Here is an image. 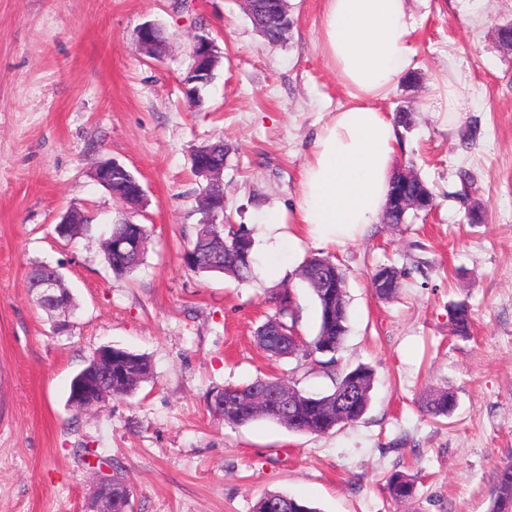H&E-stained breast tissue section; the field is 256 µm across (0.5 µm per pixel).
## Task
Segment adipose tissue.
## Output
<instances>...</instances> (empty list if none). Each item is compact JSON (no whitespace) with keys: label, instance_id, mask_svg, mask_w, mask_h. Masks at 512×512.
I'll return each instance as SVG.
<instances>
[{"label":"adipose tissue","instance_id":"ef3b65f1","mask_svg":"<svg viewBox=\"0 0 512 512\" xmlns=\"http://www.w3.org/2000/svg\"><path fill=\"white\" fill-rule=\"evenodd\" d=\"M415 30L408 0H323L321 47L357 101L316 130L293 214L267 218L264 276H281L284 253L303 237L336 245L383 212L400 140L393 115L375 101L409 69Z\"/></svg>","mask_w":512,"mask_h":512}]
</instances>
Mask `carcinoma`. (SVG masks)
Here are the masks:
<instances>
[{
	"label": "carcinoma",
	"instance_id": "carcinoma-1",
	"mask_svg": "<svg viewBox=\"0 0 512 512\" xmlns=\"http://www.w3.org/2000/svg\"><path fill=\"white\" fill-rule=\"evenodd\" d=\"M129 231L147 234L143 224H129L126 217L117 219L112 225V236H121ZM254 239L250 232L242 230L241 237L229 236V230L223 224H199L195 239L184 253L186 266L201 274L227 275L238 282H247L253 278ZM144 253L123 250L112 252V273L116 276L127 275L142 261ZM302 269L309 272L307 285L318 304L319 319L315 336L309 341H302L292 351L293 355L309 358L334 382L331 391L314 399L298 401L293 409L296 432L304 434H324L337 427L351 425L361 419L371 402V387L374 378L372 370L358 365L347 370L336 369V352L343 344L349 331L346 289L327 288L328 283L336 282V263L319 256H312L303 262ZM453 321L455 332L466 336L470 329V312L468 306H454ZM152 373L150 359L140 353L122 348H112V394L129 393ZM358 375L360 388L349 404L340 402L351 377ZM250 385L234 387L230 393L238 399L236 407L224 410L220 418L232 426H242L260 417L254 407L246 401ZM454 395L440 391L423 400L424 412L432 417H447L455 409ZM512 475V465L506 466L493 489V503L512 506V481L506 476ZM390 496L398 501H408L415 492L414 481L402 473L393 474L387 483ZM128 498L127 487L123 477L112 476V510L124 512ZM271 503L282 505L281 512H317L308 502L283 494L270 492L259 499L254 512H268Z\"/></svg>",
	"mask_w": 512,
	"mask_h": 512
}]
</instances>
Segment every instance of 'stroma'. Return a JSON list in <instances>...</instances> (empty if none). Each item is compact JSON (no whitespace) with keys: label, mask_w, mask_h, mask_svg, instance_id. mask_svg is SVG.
Returning <instances> with one entry per match:
<instances>
[{"label":"stroma","mask_w":512,"mask_h":512,"mask_svg":"<svg viewBox=\"0 0 512 512\" xmlns=\"http://www.w3.org/2000/svg\"><path fill=\"white\" fill-rule=\"evenodd\" d=\"M287 4L295 25L272 46L240 0H0V512H84L108 470L130 484L133 512H253L271 491L318 512H489L512 464V52L495 37L512 0H413L416 79H398L379 105L411 112L396 166L414 168L435 207L336 246L304 240L276 284L309 340L319 313L301 263L327 256L345 270L350 331L337 366L373 369L367 412L317 435L265 419L231 426L207 408L211 392L258 379L333 387L311 361L258 345L275 284L183 262L206 184L192 166L198 147L231 146L224 214L250 230L259 262L267 214L297 203L314 130L350 101L319 46L322 0ZM147 22L169 38L161 59L138 49ZM202 29L223 58L198 104L181 80ZM459 76L469 106L451 123L436 96ZM105 159L146 191L134 221L149 241L124 277L101 249L121 210L90 176ZM72 206L90 228L63 240L54 227ZM476 209L479 224L468 220ZM40 264L58 267L74 298L67 331L28 287ZM381 266L404 273L387 299L371 287ZM460 303L473 317L466 336L451 318ZM108 344L148 356L152 375L76 410L71 381ZM441 390L456 408L433 419L421 398ZM395 473L414 480L411 501L390 497Z\"/></svg>","instance_id":"stroma-1"}]
</instances>
